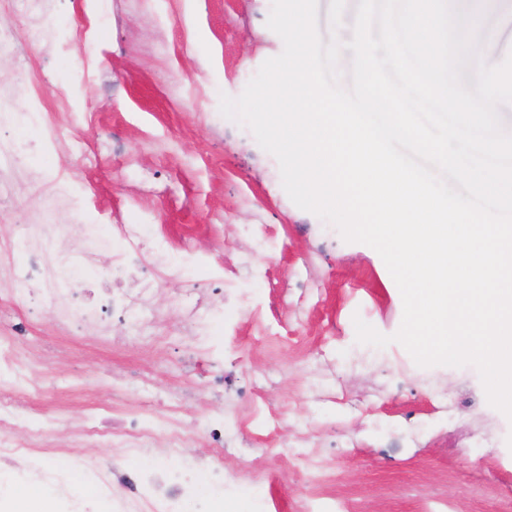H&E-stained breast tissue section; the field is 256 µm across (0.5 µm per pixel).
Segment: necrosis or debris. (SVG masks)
<instances>
[{
	"label": "necrosis or debris",
	"instance_id": "4bbe7bcc",
	"mask_svg": "<svg viewBox=\"0 0 512 512\" xmlns=\"http://www.w3.org/2000/svg\"><path fill=\"white\" fill-rule=\"evenodd\" d=\"M31 150L19 138L0 136V205L16 184L21 156ZM44 214L30 223L16 225L6 244L0 245V270L10 282L9 300L23 306L32 302L48 308L60 329L79 328L89 333L106 331V319L127 322L133 336L149 335L154 309L152 300L168 281L180 282L173 300L182 309L183 332L192 344L207 352L223 354V345L208 338L210 324L223 313L217 301L196 289L185 287L186 273L205 264L206 259L190 247L174 248L168 236L150 224H121L117 230L123 248L112 255V271L89 279L88 267L94 243L105 236L96 224H51L49 215L69 201L71 191L65 178L57 176L44 185ZM25 254L26 264L14 261ZM30 330L29 320L10 324L0 331V512H25L26 504L14 487L36 477L49 493L52 512H184L195 502L199 512H224V457L234 445L231 431L243 430L244 422L226 404L223 372L214 373L199 389L202 397L224 401L222 412L210 415L205 425L206 448L193 462L180 459L183 448L195 438L162 428L155 417L138 410L113 418L114 407L100 403L85 411L82 436L112 446L108 459H82L67 454L64 444L52 438L49 420L33 413L25 439L13 437L18 417L15 390L39 395L31 379L32 365L19 360L17 343ZM254 407L252 422L268 438L266 451H283L279 420L258 390H235ZM91 487V496H76L73 477Z\"/></svg>",
	"mask_w": 512,
	"mask_h": 512
}]
</instances>
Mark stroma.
<instances>
[{
	"mask_svg": "<svg viewBox=\"0 0 512 512\" xmlns=\"http://www.w3.org/2000/svg\"><path fill=\"white\" fill-rule=\"evenodd\" d=\"M480 17L483 61L512 52V0H455ZM358 0H318L322 39L351 40ZM55 43L28 25L19 0H0V29L28 44V65L44 106L42 122L17 135L33 145L18 174L15 204L0 208V232L41 206L29 172L71 180L77 210L94 224L176 225L191 243L235 272L225 319L215 327L233 355L232 387L256 385L288 427L282 455L264 447L226 457L247 481L264 471L273 486L265 512H294L297 457L321 454L320 487L353 512H428L434 498L454 512H512V421L490 406L477 369L418 366L393 342L401 293L381 256L343 240L335 226L297 207L277 159L251 130L220 112L239 97L282 39L267 25L272 0H54ZM59 143L38 146L47 129ZM151 338H70L59 357L54 320L40 311L21 357H35L46 385H58L55 432L78 458L104 448L77 437L82 413L107 399L112 375L139 377L126 402L164 414L175 392L196 388L185 364L182 316L169 291L156 297ZM391 342L358 343L355 319Z\"/></svg>",
	"mask_w": 512,
	"mask_h": 512,
	"instance_id": "1",
	"label": "stroma"
}]
</instances>
